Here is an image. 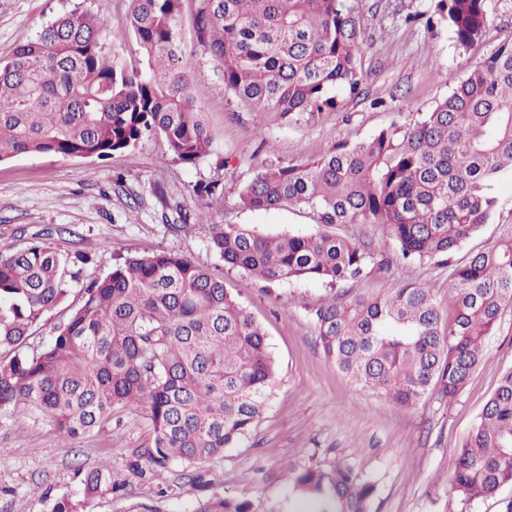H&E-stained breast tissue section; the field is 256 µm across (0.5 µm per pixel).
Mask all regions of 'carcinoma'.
<instances>
[{
	"label": "carcinoma",
	"instance_id": "carcinoma-1",
	"mask_svg": "<svg viewBox=\"0 0 512 512\" xmlns=\"http://www.w3.org/2000/svg\"><path fill=\"white\" fill-rule=\"evenodd\" d=\"M490 0H433L468 50L484 37ZM183 0H130L111 33L91 12L55 15L0 62V162L36 153L108 161L160 135L184 164L208 154L211 135L190 90L182 49ZM199 42L222 66L224 86L259 112L334 110L337 92L360 94L364 39L349 0H198ZM134 37L142 59L117 44ZM417 121L316 161L263 168L241 191L250 210L297 207L323 229L262 236L244 225L209 224L224 264L274 283L357 279L371 253L325 231L382 224L405 260L449 256L490 223L492 181L512 171V40ZM91 262L85 251L39 239L0 250V414L21 422L35 410L74 439L124 411L153 430L134 456L165 467L224 453L246 437L270 397L274 358L265 333L224 285V275L168 251L129 254L81 288L79 304L50 340L29 339L63 304ZM435 288L407 283L385 296L333 295L307 309L324 356L353 383L413 407L437 391L455 399L484 359V343L512 306V223L448 274L451 316ZM306 512H370L376 485L343 461L290 470ZM465 501L512 485V369L505 371L460 448L451 474ZM126 485L108 467L81 478L82 498L41 502L45 512H85ZM195 512H252L247 500L211 497Z\"/></svg>",
	"mask_w": 512,
	"mask_h": 512
}]
</instances>
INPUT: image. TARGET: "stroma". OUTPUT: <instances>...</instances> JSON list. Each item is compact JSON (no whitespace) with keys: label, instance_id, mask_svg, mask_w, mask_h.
<instances>
[{"label":"stroma","instance_id":"35a3bbf8","mask_svg":"<svg viewBox=\"0 0 512 512\" xmlns=\"http://www.w3.org/2000/svg\"><path fill=\"white\" fill-rule=\"evenodd\" d=\"M364 30L362 95L333 111L285 117L260 112L224 86L221 66L193 29L197 0H185L183 49L191 93L209 128L208 155L187 165L151 136L103 162L22 154L0 162V250L19 249L42 233L63 252L90 251L82 281L110 272L115 257L168 250L222 269L224 283L262 327L276 361L268 405L253 431L223 455L195 467L204 485L186 484L183 467L131 471L132 451L153 431L143 413L126 412L74 440L35 412L24 424L0 416V512H42L43 494L78 496L79 470L105 462L126 476L127 493L96 498L86 512H126L130 504L158 512H194L205 496L245 497L254 512H285L289 468L350 464L376 484L371 512H512V485L495 496L461 501L449 482L456 456L476 425L501 374L512 368V308L485 343L483 363L453 400L430 393L402 408L354 385L324 356L308 307L330 295L318 281L266 283L226 268L209 245L211 224H242L261 235L319 231L315 215L288 208L251 211L239 195L264 167L314 161L343 141H364L379 130L419 118L447 95L446 76L464 78L503 41L512 39V0H491L482 42L456 43L446 23L429 22L430 0H351ZM90 11L107 29L121 27L128 0H0V59L32 38L48 20L73 8ZM217 184L215 195L204 188ZM497 209L490 224L465 241L450 264L403 262L380 224H339L337 235L365 243L374 259L353 293L383 295L408 282L438 290L444 314L450 265L484 249L499 225L512 223V173L493 182ZM66 225L70 234L56 235Z\"/></svg>","mask_w":512,"mask_h":512}]
</instances>
